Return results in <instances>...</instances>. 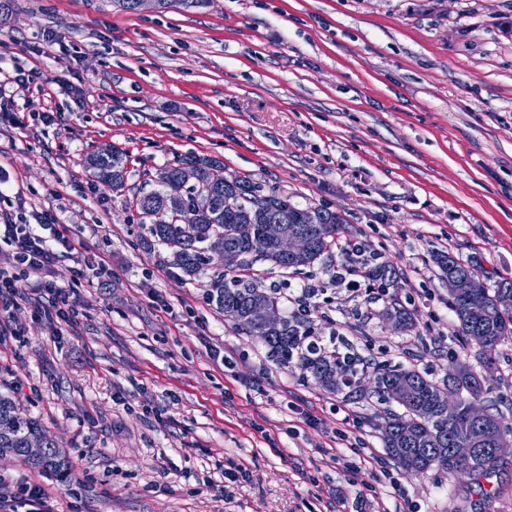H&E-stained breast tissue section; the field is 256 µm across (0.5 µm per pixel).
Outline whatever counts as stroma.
I'll return each mask as SVG.
<instances>
[{"label":"stroma","instance_id":"35a3bbf8","mask_svg":"<svg viewBox=\"0 0 512 512\" xmlns=\"http://www.w3.org/2000/svg\"><path fill=\"white\" fill-rule=\"evenodd\" d=\"M11 4L0 79L41 78L0 107V224L50 209L85 248L26 274L27 309L0 345V392L67 449L73 478L0 459V512H27L23 483L50 512H512L511 452L479 479L397 467L382 442L392 406L374 384L384 365L441 380L465 364L512 426V337L484 361L434 261L451 254L489 288L512 279V0ZM109 145L127 154L120 190L84 165ZM189 155L336 210L345 240L395 267V295L370 305L338 298L336 248L242 277L272 294L325 283L312 325L352 343L365 363L356 387L326 390L225 320L204 295L221 261L192 280L145 245L135 198ZM87 253L111 275L76 276ZM49 277L79 311L57 335L37 314ZM395 302L414 331L392 328ZM345 436L370 468L334 463Z\"/></svg>","mask_w":512,"mask_h":512}]
</instances>
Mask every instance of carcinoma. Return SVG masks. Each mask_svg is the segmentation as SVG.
Here are the masks:
<instances>
[{
  "mask_svg": "<svg viewBox=\"0 0 512 512\" xmlns=\"http://www.w3.org/2000/svg\"><path fill=\"white\" fill-rule=\"evenodd\" d=\"M192 165L206 171L221 167L214 158L186 156L164 170L165 177L159 179L161 189L136 197L135 206L146 226L152 241L165 246L172 256L174 265L190 278L200 273L212 262L207 254L206 244L212 236L224 237L225 245L238 256L237 270L251 269L255 258L270 262L281 269L291 265L283 260L275 248L261 236V225L249 224L246 212L261 195V189L247 178H238L227 188L210 189L204 185L188 188L181 183L180 173L184 166ZM86 168L95 179L121 190L128 178L126 155L117 149L108 156L90 155ZM272 219L280 224H296L303 229L310 228L304 223L309 208L292 204L288 197L275 192L267 202ZM315 211L324 215V223L331 226L330 235L315 236L314 253L308 264H313L327 250L336 244L339 235L345 232L343 218L328 208L317 207ZM437 263L448 279H461L476 284L459 294H450L451 307L458 321L459 333L478 345L483 354L489 356L495 351L500 339L512 335V308L499 309L494 300L503 293L512 291V280H503L491 290L477 277L473 268L461 263L452 255H440ZM374 280L383 288L398 287L397 273L390 264H381L371 269ZM481 297L488 306L487 315L482 319L467 314V301L471 295ZM260 296L271 305L278 304L271 296L254 285H241L240 281L230 283L217 277L206 289L208 302L224 313L251 336L260 338L285 364H295L304 375L314 378L328 390H336L341 384L336 381V371L341 366L336 359L329 358L317 348L300 357L291 353L311 332V325L303 324L288 317L280 326L265 330L261 326L243 323L252 300ZM376 392L399 410L388 413L385 419L382 440L390 458L398 466L420 463L426 472L438 467L453 472L448 462L447 449L467 445L475 427L469 421L466 404L473 398L481 397L484 381L473 370L464 365L456 367L447 380L439 383L429 374L414 367H387L376 369ZM453 395L458 400L454 411L442 412L435 402L440 396ZM42 437L47 451L43 458L32 462L26 456L25 448L32 438ZM0 456L19 458L42 473H46L64 485L72 480L69 460L60 444L50 436L41 423L28 416L13 398L0 395ZM499 456L483 453L471 463L478 477L493 469Z\"/></svg>",
  "mask_w": 512,
  "mask_h": 512,
  "instance_id": "cac0c4a2",
  "label": "carcinoma"
}]
</instances>
